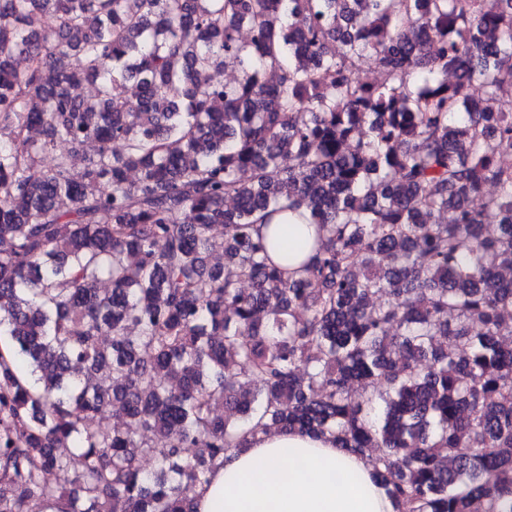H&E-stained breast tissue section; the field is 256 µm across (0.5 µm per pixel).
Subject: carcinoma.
Masks as SVG:
<instances>
[{
    "label": "carcinoma",
    "instance_id": "obj_1",
    "mask_svg": "<svg viewBox=\"0 0 512 512\" xmlns=\"http://www.w3.org/2000/svg\"><path fill=\"white\" fill-rule=\"evenodd\" d=\"M507 154L512 0H0V512H193L268 428L512 512Z\"/></svg>",
    "mask_w": 512,
    "mask_h": 512
}]
</instances>
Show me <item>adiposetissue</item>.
Segmentation results:
<instances>
[{
  "label": "adipose tissue",
  "instance_id": "adipose-tissue-1",
  "mask_svg": "<svg viewBox=\"0 0 512 512\" xmlns=\"http://www.w3.org/2000/svg\"><path fill=\"white\" fill-rule=\"evenodd\" d=\"M194 512H394L365 456L331 436L257 433L217 465Z\"/></svg>",
  "mask_w": 512,
  "mask_h": 512
}]
</instances>
